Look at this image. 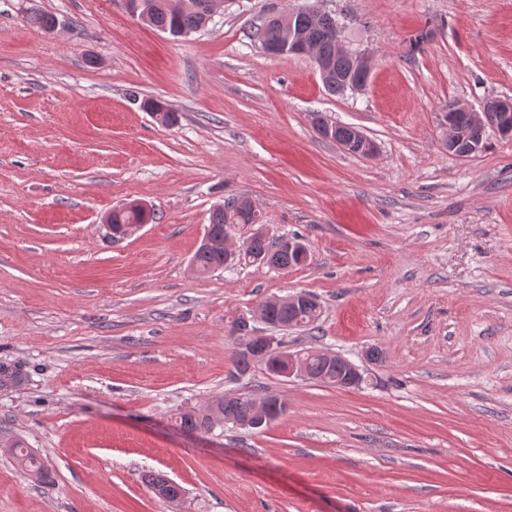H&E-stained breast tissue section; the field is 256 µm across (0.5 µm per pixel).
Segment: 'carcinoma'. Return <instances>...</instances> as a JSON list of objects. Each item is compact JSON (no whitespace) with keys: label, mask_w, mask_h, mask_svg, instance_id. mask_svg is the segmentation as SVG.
Listing matches in <instances>:
<instances>
[{"label":"carcinoma","mask_w":512,"mask_h":512,"mask_svg":"<svg viewBox=\"0 0 512 512\" xmlns=\"http://www.w3.org/2000/svg\"><path fill=\"white\" fill-rule=\"evenodd\" d=\"M216 0H129L128 9L143 21L175 38L187 36L199 31L209 21ZM336 18L327 14L320 18L314 14L303 13L296 17L295 25L306 31L308 39L318 45L319 53L329 60L331 73H344L350 69L348 58L336 54V42L332 30L336 29ZM288 34V27L278 17H270L258 28L257 38L262 50L269 46H278ZM452 126L463 133L456 151L461 154L471 152L477 143L487 144L485 128L494 124V116L485 119L484 128L473 125L471 113L459 112L448 102L444 110ZM228 211L211 214L210 223L217 234L227 233L236 224H260L261 214L251 202L242 196L224 200ZM152 220L148 211L137 208L112 209V224H141ZM249 251L237 264H255V257L271 253L270 241L259 231L249 238ZM192 264L200 275L208 274L224 267V251L221 249L199 247L193 256ZM256 397L251 393L240 396L222 397L210 405L193 408L180 415L182 427L193 431H208L215 423L224 422L242 426L254 413ZM11 455L17 464L34 479L43 481L48 476V468L40 454L28 448L21 441L11 443Z\"/></svg>","instance_id":"obj_1"}]
</instances>
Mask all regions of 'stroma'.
Here are the masks:
<instances>
[{"mask_svg": "<svg viewBox=\"0 0 512 512\" xmlns=\"http://www.w3.org/2000/svg\"><path fill=\"white\" fill-rule=\"evenodd\" d=\"M301 6L370 55L364 90L261 50L256 27ZM500 96L512 0H218L179 38L126 0H0V363L23 375L0 387V441L50 472L0 451V512H512V139L487 130L459 158L439 121L448 101ZM319 116L377 153L321 137ZM235 195L309 262L197 274L211 211ZM133 200L155 221L112 241L103 215ZM299 291L322 316L283 331L289 351L341 354L367 385L236 376L232 321ZM247 391L287 413L180 427ZM151 474L183 498L157 497ZM11 455L17 464L35 480L43 481L48 476V468L40 454L34 448H26L21 441L10 443Z\"/></svg>", "mask_w": 512, "mask_h": 512, "instance_id": "35a3bbf8", "label": "stroma"}]
</instances>
